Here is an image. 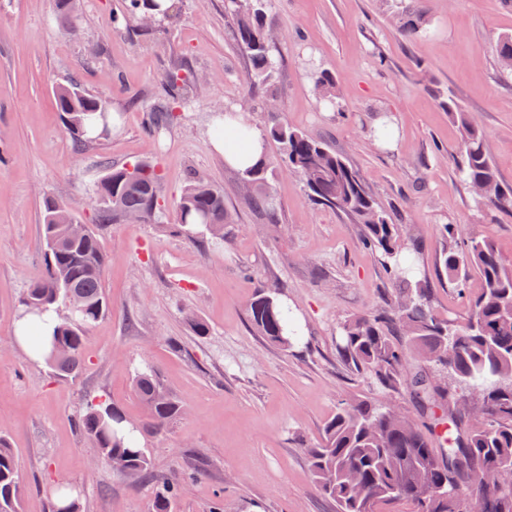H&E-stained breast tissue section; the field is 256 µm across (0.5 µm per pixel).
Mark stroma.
<instances>
[{"label": "stroma", "instance_id": "35a3bbf8", "mask_svg": "<svg viewBox=\"0 0 512 512\" xmlns=\"http://www.w3.org/2000/svg\"><path fill=\"white\" fill-rule=\"evenodd\" d=\"M125 0H80L71 29L55 0H0V436L17 456L23 512H50L54 485L79 487L83 512H147L158 486L131 484L95 464L74 424L82 405L105 395L134 421L143 409L135 372L156 368L185 410L148 450L158 477L177 470L199 479L175 512H336L309 470L316 443L342 400L378 395L370 379L336 353L339 325L370 313L394 291L398 274L363 249L359 227L314 205L301 179L272 182L277 226L250 207L239 170L212 147L211 128L229 111L257 129L269 122L247 83L249 62L224 0H172L165 23L120 22ZM426 13L418 37L402 35L381 0H269L265 22L278 37L271 90L288 126L345 153L377 201L420 247V271L440 315L465 317L478 278L457 285L440 272L443 227L484 234L512 260V216L488 212L455 167L459 131L445 103L455 97L482 127L504 185L512 186V78L502 74L497 36L512 33L501 0H406ZM336 80L338 109L319 107L308 63ZM180 67L200 89L187 93L161 133L151 113L169 98L165 75ZM78 82L115 123L77 143L55 90ZM393 121L388 145L375 116ZM151 161L163 178L162 226L98 225L94 193L106 166ZM222 190L233 217L230 246L207 251L168 231L190 174ZM54 195L98 228L106 256L108 313L85 333L80 377L63 382L12 342L25 288L44 271L40 203ZM251 275H244V268ZM278 288L302 339L268 344L248 321L257 288ZM194 312L209 333L195 335Z\"/></svg>", "mask_w": 512, "mask_h": 512}]
</instances>
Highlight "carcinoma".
<instances>
[{"label":"carcinoma","instance_id":"carcinoma-1","mask_svg":"<svg viewBox=\"0 0 512 512\" xmlns=\"http://www.w3.org/2000/svg\"><path fill=\"white\" fill-rule=\"evenodd\" d=\"M268 0H228L237 39L250 63L255 88L271 85L276 70L275 40L264 20ZM391 16L406 37L424 31L429 20L422 12L390 0ZM169 9L155 0H128L125 17L161 21ZM500 68L512 74V35L496 44ZM319 105L334 108L340 100L336 79L323 69L311 73ZM171 100L155 108L153 127L175 118V105L189 82L180 71L168 72ZM56 105L68 129L83 143L101 123L108 131L112 118L105 104L81 88H59ZM448 117L460 132L457 167L465 184L488 210L512 215V187L499 178L481 127L453 97ZM214 136L225 149L245 153L248 133L223 126ZM266 136L280 146V161L304 182L309 199L325 209L348 216L361 227V242L401 268L400 282L386 307L374 314L345 320L336 343L338 355L356 372L369 376L382 391L404 390L429 432L409 415L380 398L358 396L339 404L324 425L319 442L304 449L309 470L336 512H381L380 505L399 500L414 503L415 512H460L459 495L485 501V512H512V261L494 240L473 234L458 242L455 227H444L447 245L440 268L462 282L476 272L484 288L471 301L461 321L441 319L431 310V288L420 277L418 252L405 246L401 225L375 199L358 172L325 141L270 116ZM141 174L129 182L127 167L107 166L95 193L99 221L121 223L127 214H141L143 223L158 224L162 211L161 175L157 167L139 162ZM275 170L265 160L242 171L248 201L276 223L271 211ZM67 207L54 197L41 208L45 243V273L21 296L23 312L33 317L57 314L49 338L37 321L24 328L34 352L49 348L46 363L58 378L77 377L83 364L84 335L109 309L103 286L105 253L98 233L89 229L79 238L68 236L61 216ZM176 228L205 249L224 246V227L231 216L224 194L194 175L178 206ZM65 312L59 313V305ZM251 326L264 339L284 349L292 344L288 309L275 290L262 286L248 306ZM133 391L144 407L136 423L100 395L79 413L78 426L97 450V462L132 483L157 480L144 437L159 435L184 414L180 402L166 389L158 373L145 368L134 376ZM196 479L193 471H176L160 481L148 512H172L174 503ZM24 485L16 454L0 437V512H21ZM80 490L66 480L57 482L52 512H80Z\"/></svg>","mask_w":512,"mask_h":512}]
</instances>
